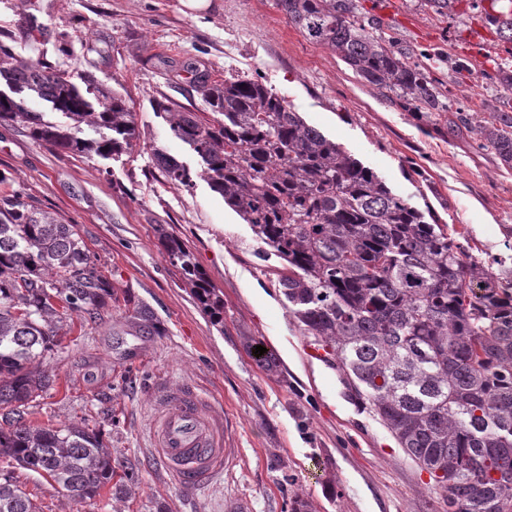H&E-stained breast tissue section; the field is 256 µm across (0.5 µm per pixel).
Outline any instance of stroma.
Returning <instances> with one entry per match:
<instances>
[{
    "label": "stroma",
    "mask_w": 512,
    "mask_h": 512,
    "mask_svg": "<svg viewBox=\"0 0 512 512\" xmlns=\"http://www.w3.org/2000/svg\"><path fill=\"white\" fill-rule=\"evenodd\" d=\"M0 0V41L17 60L43 57L72 78L89 75L126 98L140 139L132 153L74 158L31 139L20 124L0 125V192L20 191L41 209L79 225L114 290L99 325L73 326L45 360L56 381L33 420L59 427L96 425L114 457L136 466L129 494L105 490L71 501L56 484L0 459L39 512H225L246 500L251 512H446L429 474L344 382L333 362L289 312L275 271L281 261L204 178L191 191L169 184L152 164L159 149L191 169L199 162L151 101L166 94L195 112L206 105L199 75L220 82L255 77L301 117L342 144L419 209L436 212L470 254L512 279V170L477 149L446 117L405 111L362 82L327 48L290 24L277 0H212L205 16L179 0ZM367 19L402 46L466 61L438 70L454 83L462 112L479 121L492 89L487 74L507 43L489 33L473 47L463 29L479 21L461 0L454 18L417 9L415 0H361ZM193 252L224 294L214 326L157 241L156 225ZM159 326L144 330V320ZM273 352L267 374L256 347ZM193 383L224 410L237 455L207 487H177L150 451V398L156 383Z\"/></svg>",
    "instance_id": "35a3bbf8"
}]
</instances>
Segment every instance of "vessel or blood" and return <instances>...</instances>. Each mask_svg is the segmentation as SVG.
Segmentation results:
<instances>
[{
  "mask_svg": "<svg viewBox=\"0 0 512 512\" xmlns=\"http://www.w3.org/2000/svg\"><path fill=\"white\" fill-rule=\"evenodd\" d=\"M151 455L184 489L208 486L236 454L229 448L224 413L188 383L152 394Z\"/></svg>",
  "mask_w": 512,
  "mask_h": 512,
  "instance_id": "vessel-or-blood-1",
  "label": "vessel or blood"
}]
</instances>
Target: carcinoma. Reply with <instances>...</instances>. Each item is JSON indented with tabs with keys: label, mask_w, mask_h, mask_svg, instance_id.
Instances as JSON below:
<instances>
[{
	"label": "carcinoma",
	"mask_w": 512,
	"mask_h": 512,
	"mask_svg": "<svg viewBox=\"0 0 512 512\" xmlns=\"http://www.w3.org/2000/svg\"><path fill=\"white\" fill-rule=\"evenodd\" d=\"M456 0H420L451 16ZM307 40L328 48L361 80L405 109L448 111V90L397 40L365 24L360 0H277ZM489 21L512 42V0H490ZM51 104L44 120L24 99L0 97V124L21 123L38 142L76 157L129 154L138 133L126 99L84 79L85 97L41 58L21 64L0 44V80ZM506 91L489 118L466 125L478 148L512 169V56L489 77ZM207 121L166 96L155 111L200 158L201 176L285 262L278 284L304 331L332 351L348 384L442 490L448 512H512V282L503 283L432 211L423 212L254 78L197 80ZM99 133L81 137L83 127ZM170 184L193 172L154 153ZM172 266L216 326L224 295L179 238L156 225ZM112 283L80 229L14 191L0 196V458L52 481L80 503L96 500L121 464L83 419L35 425L31 408L54 385L41 368L76 315L96 323ZM0 512H38L11 473Z\"/></svg>",
	"instance_id": "carcinoma-1"
}]
</instances>
